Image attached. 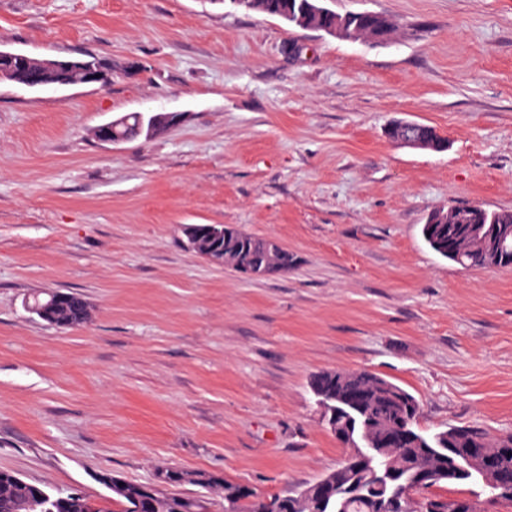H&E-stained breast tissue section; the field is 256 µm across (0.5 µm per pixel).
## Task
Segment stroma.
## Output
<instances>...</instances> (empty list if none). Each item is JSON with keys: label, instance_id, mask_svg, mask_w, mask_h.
I'll list each match as a JSON object with an SVG mask.
<instances>
[{"label": "stroma", "instance_id": "obj_1", "mask_svg": "<svg viewBox=\"0 0 512 512\" xmlns=\"http://www.w3.org/2000/svg\"><path fill=\"white\" fill-rule=\"evenodd\" d=\"M395 20L379 45L231 0H0V49L99 59L106 84L0 82V470L111 502L108 474L173 466L286 493L344 449L312 375L368 370L419 430L512 434V267L435 253L427 217L512 211V0H327ZM178 121L107 145L106 122ZM395 121L447 147L402 146ZM188 224L272 237L296 266L246 279ZM79 294L48 325L32 294ZM512 512L480 480L435 487ZM72 295L71 305L61 309L58 316L61 320L67 321L71 327L84 326L90 321V308L87 302L77 293L69 292Z\"/></svg>", "mask_w": 512, "mask_h": 512}]
</instances>
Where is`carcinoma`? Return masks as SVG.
Returning <instances> with one entry per match:
<instances>
[{
  "label": "carcinoma",
  "mask_w": 512,
  "mask_h": 512,
  "mask_svg": "<svg viewBox=\"0 0 512 512\" xmlns=\"http://www.w3.org/2000/svg\"><path fill=\"white\" fill-rule=\"evenodd\" d=\"M315 0H246L240 5L244 10H256L281 19L291 16L298 27L323 31L327 28L343 29L359 39L383 42L390 38L396 24L389 18L371 12L322 13ZM149 121H139L138 116L127 117L121 125L123 133L138 137L147 132ZM455 209L432 213L422 226V236L429 247L440 256L469 268L512 267L511 243L500 254L477 243L469 234L467 225L453 224ZM489 231L499 227L512 229V212L489 211L485 214ZM272 246L265 239L255 238L241 230L235 237L224 239V257L232 264L238 258L251 259L264 264L271 257ZM61 320L80 327L90 321V308L78 294H72L71 305L58 312ZM309 388L317 402L329 414L336 410V399L346 393H359L367 398L360 409L365 420L367 446L371 447L374 472L365 478L348 469L334 468L327 475L336 479L341 494L336 501L317 509L312 498L313 486L308 483L292 494L254 496L237 503L235 485L213 481L206 474H185V482L205 489L224 493V508L233 512H478V506L465 497L427 498L418 501L407 490L418 482V471L428 469L433 473L434 485L457 484L474 478L457 466V449L481 447L502 456L512 465V435L492 437L471 428L452 426L446 430L426 435L417 429L420 403L401 386L367 370H327L314 374ZM407 421L412 427L411 440L402 448H375V440L392 424ZM50 500L56 502L55 512H94L89 498L72 497L70 490L41 488ZM115 502L120 512H206L204 497H190L173 493L151 499L139 497L138 483L132 482L127 492L119 494ZM45 506L36 499L32 484L16 474L0 470V512H41Z\"/></svg>",
  "instance_id": "1"
}]
</instances>
